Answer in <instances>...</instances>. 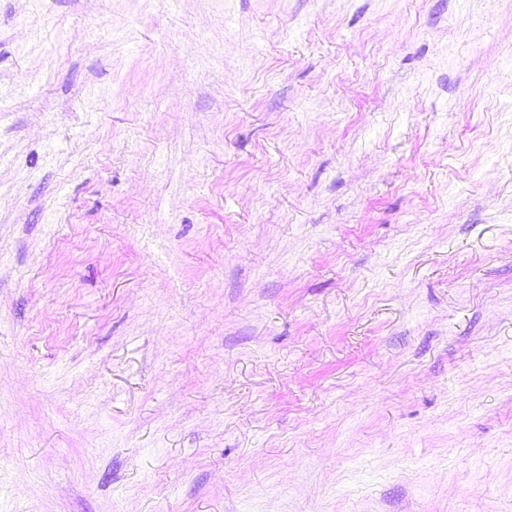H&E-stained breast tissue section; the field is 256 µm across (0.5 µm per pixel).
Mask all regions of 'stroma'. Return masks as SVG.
<instances>
[{
	"instance_id": "obj_1",
	"label": "stroma",
	"mask_w": 512,
	"mask_h": 512,
	"mask_svg": "<svg viewBox=\"0 0 512 512\" xmlns=\"http://www.w3.org/2000/svg\"><path fill=\"white\" fill-rule=\"evenodd\" d=\"M0 512H512V0H0Z\"/></svg>"
}]
</instances>
